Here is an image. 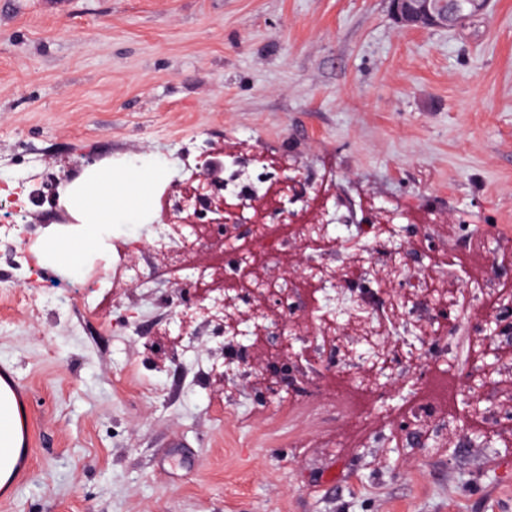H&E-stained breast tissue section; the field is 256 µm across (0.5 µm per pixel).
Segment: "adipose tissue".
Instances as JSON below:
<instances>
[{
	"label": "adipose tissue",
	"instance_id": "adipose-tissue-1",
	"mask_svg": "<svg viewBox=\"0 0 512 512\" xmlns=\"http://www.w3.org/2000/svg\"><path fill=\"white\" fill-rule=\"evenodd\" d=\"M158 165L101 167L72 184L68 202L82 216L72 233L41 239L35 245L40 265H61L79 271L83 258L94 250L108 224L135 219L154 188L163 181ZM23 443L20 406L5 380H0V486L5 485L20 457Z\"/></svg>",
	"mask_w": 512,
	"mask_h": 512
}]
</instances>
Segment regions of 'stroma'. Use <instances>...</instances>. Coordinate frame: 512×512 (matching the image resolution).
Returning a JSON list of instances; mask_svg holds the SVG:
<instances>
[{
  "mask_svg": "<svg viewBox=\"0 0 512 512\" xmlns=\"http://www.w3.org/2000/svg\"><path fill=\"white\" fill-rule=\"evenodd\" d=\"M236 152L275 157L323 183L336 202L333 245L309 247L278 224L269 200L254 217L276 225L257 244L256 277L288 288L309 313L350 306L338 239L358 225L392 222L366 291L371 308L411 300L386 347L416 341L430 319L454 323L435 364L395 357L387 384L358 406L330 405L348 370L369 353L327 361L313 321L298 329L288 363L269 342L243 340L244 368L226 362L222 325L194 322V341L171 319L199 299L190 281L223 259L214 243L171 267L150 246L160 208L112 227L98 259L70 286L43 288L27 248L0 240V375L24 402L27 464L0 496V512H512V339L484 356L486 308L439 316L418 278L381 272L393 243L421 265L454 245L441 286L474 291L487 277L512 283V0H492L462 30L405 31L389 0H0V177L26 179L23 221L34 237L65 234L44 198L96 166L161 161L162 191L184 186L197 158ZM140 269L138 281L118 273ZM317 264L336 279L307 283ZM496 363L481 391L497 423L485 427L464 401L466 372ZM289 366L318 382L311 397L276 407L257 377ZM457 428L410 429L408 413L432 390Z\"/></svg>",
  "mask_w": 512,
  "mask_h": 512,
  "instance_id": "1",
  "label": "stroma"
}]
</instances>
